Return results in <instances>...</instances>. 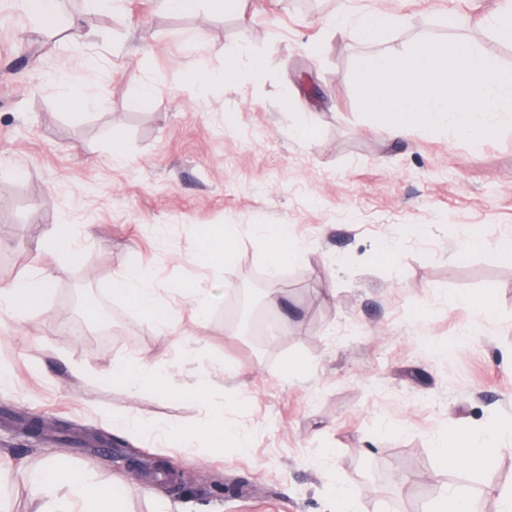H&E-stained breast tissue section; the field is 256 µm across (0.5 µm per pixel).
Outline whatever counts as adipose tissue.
Masks as SVG:
<instances>
[{"label": "adipose tissue", "instance_id": "1", "mask_svg": "<svg viewBox=\"0 0 512 512\" xmlns=\"http://www.w3.org/2000/svg\"><path fill=\"white\" fill-rule=\"evenodd\" d=\"M337 31L351 33L370 43L384 42L397 25L390 14L364 13L354 15L342 11L333 20ZM50 275L40 270L22 279L0 286V317L17 321L26 319L35 304L47 305ZM118 293L131 301L144 315L155 314L159 295L151 281L138 270H132L117 284ZM512 447V425L499 426L479 434L469 433L448 447L439 449L441 461L451 466L478 463L485 449L497 451ZM23 480L31 496L41 504L40 512H124V503L111 483L96 481L88 474L52 462L41 468L27 470Z\"/></svg>", "mask_w": 512, "mask_h": 512}]
</instances>
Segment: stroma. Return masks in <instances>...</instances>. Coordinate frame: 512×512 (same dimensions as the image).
Listing matches in <instances>:
<instances>
[{
    "label": "stroma",
    "instance_id": "obj_1",
    "mask_svg": "<svg viewBox=\"0 0 512 512\" xmlns=\"http://www.w3.org/2000/svg\"><path fill=\"white\" fill-rule=\"evenodd\" d=\"M344 3L397 15V54L460 36L512 69V39L488 22L512 0H200L190 12L55 0L38 27L0 0V283L52 276L47 306L0 325L12 371L0 452L121 477L126 512H156L160 498L169 512H329L344 481L361 488L358 512H439L451 484L499 512L486 489H512V451L448 469L436 446L512 422V121L487 142L445 128L389 139L355 82L376 45L330 25ZM87 12L95 37L73 39ZM243 44L259 68L195 97L197 68L223 70ZM57 73L96 105H69ZM227 224L230 255L210 265L202 235ZM257 224L297 242L272 291ZM63 231L79 258L38 251ZM468 234L499 241L497 254L467 248ZM132 269L158 290L162 331L113 291ZM215 281L222 298L198 313L193 289ZM255 282L286 328L259 349L224 318ZM466 298L490 300L492 317ZM135 364L167 388L133 394L99 375ZM218 406L234 430L220 448L138 441L111 422L199 434Z\"/></svg>",
    "mask_w": 512,
    "mask_h": 512
}]
</instances>
